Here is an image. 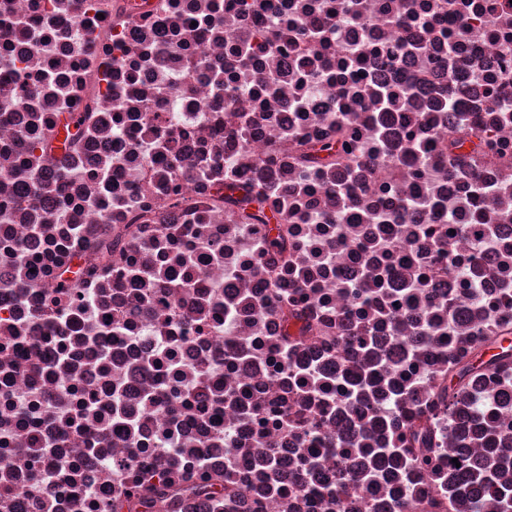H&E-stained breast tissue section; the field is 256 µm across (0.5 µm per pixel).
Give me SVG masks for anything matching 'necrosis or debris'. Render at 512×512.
Segmentation results:
<instances>
[{"mask_svg": "<svg viewBox=\"0 0 512 512\" xmlns=\"http://www.w3.org/2000/svg\"><path fill=\"white\" fill-rule=\"evenodd\" d=\"M285 307L321 333L285 347ZM505 326L512 0H0V512L136 478L178 512H500L512 369L434 391ZM420 417L408 479L376 449Z\"/></svg>", "mask_w": 512, "mask_h": 512, "instance_id": "obj_1", "label": "necrosis or debris"}]
</instances>
